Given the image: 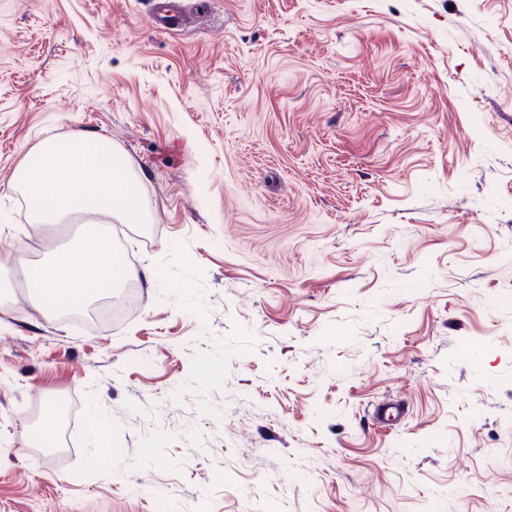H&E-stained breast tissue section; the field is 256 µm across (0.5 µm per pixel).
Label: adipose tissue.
<instances>
[{
  "mask_svg": "<svg viewBox=\"0 0 512 512\" xmlns=\"http://www.w3.org/2000/svg\"><path fill=\"white\" fill-rule=\"evenodd\" d=\"M15 188L26 195L31 220L59 224L71 218L93 231L78 245L54 252L26 267L27 285L40 301L45 317L82 306L111 293L122 281L158 272L129 268L114 250L102 219L125 224L148 221V206L126 160L99 137H53L26 152L16 173Z\"/></svg>",
  "mask_w": 512,
  "mask_h": 512,
  "instance_id": "obj_1",
  "label": "adipose tissue"
}]
</instances>
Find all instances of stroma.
Masks as SVG:
<instances>
[{
  "instance_id": "1",
  "label": "stroma",
  "mask_w": 512,
  "mask_h": 512,
  "mask_svg": "<svg viewBox=\"0 0 512 512\" xmlns=\"http://www.w3.org/2000/svg\"><path fill=\"white\" fill-rule=\"evenodd\" d=\"M190 4L0 0V249L77 237L11 182L97 135L162 272L84 328L0 274V512H512V0ZM152 9L149 17L155 28L171 29L180 19L183 12L182 0H150Z\"/></svg>"
}]
</instances>
